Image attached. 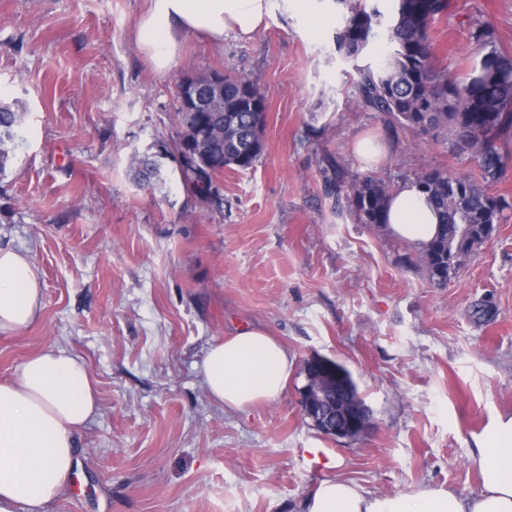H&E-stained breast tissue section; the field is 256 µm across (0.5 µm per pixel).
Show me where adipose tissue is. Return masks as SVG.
Here are the masks:
<instances>
[{"label": "adipose tissue", "mask_w": 512, "mask_h": 512, "mask_svg": "<svg viewBox=\"0 0 512 512\" xmlns=\"http://www.w3.org/2000/svg\"><path fill=\"white\" fill-rule=\"evenodd\" d=\"M276 0H150L140 43L157 70H168L178 38L194 32L216 42L225 34L248 36L275 8ZM440 217L416 184L393 191L387 229L426 246ZM42 309L37 266L29 253L0 248V334L31 325ZM295 360L261 327L251 326L211 343L202 361L204 383L225 409L243 411L279 398ZM91 371L80 356L59 347L24 361L14 378L0 382V512L18 505L44 512L63 496L80 467L77 432L98 412ZM482 475L478 494L462 496L424 486L411 494L373 497L340 479L318 483L306 512H512V415L501 417L476 442Z\"/></svg>", "instance_id": "ef3b65f1"}]
</instances>
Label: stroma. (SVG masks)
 Segmentation results:
<instances>
[{"mask_svg":"<svg viewBox=\"0 0 512 512\" xmlns=\"http://www.w3.org/2000/svg\"><path fill=\"white\" fill-rule=\"evenodd\" d=\"M148 6L0 0V106L24 115L0 176V247L28 252L43 288L34 323L0 335V381L60 347L86 361L100 401L75 486L46 512H302L326 478L375 496L478 492L475 441L512 413V161L489 189L510 209L435 286L417 248L326 196L319 164L329 155L395 187L476 167L357 109L333 0L318 21L275 8L245 39L183 33L165 71L137 39ZM476 22L512 51V0H450L432 24L449 72L471 70ZM212 70L252 80L267 104L264 151L251 169H225L219 207L186 192L176 159L160 182L129 172L132 154L179 140L178 85ZM367 137L382 146L369 164L354 154ZM252 325L297 366L279 399L229 411L208 397L202 359ZM316 355L357 384L372 421L357 440L303 415L302 366ZM313 448L338 467L313 462Z\"/></svg>","mask_w":512,"mask_h":512,"instance_id":"obj_1","label":"stroma"}]
</instances>
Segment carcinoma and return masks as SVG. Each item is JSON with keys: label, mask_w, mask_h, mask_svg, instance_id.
Wrapping results in <instances>:
<instances>
[{"label": "carcinoma", "mask_w": 512, "mask_h": 512, "mask_svg": "<svg viewBox=\"0 0 512 512\" xmlns=\"http://www.w3.org/2000/svg\"><path fill=\"white\" fill-rule=\"evenodd\" d=\"M334 2L343 6L336 51L354 62L358 108L392 129L419 134L428 128L433 138L448 142L458 155L464 142L476 158V178L430 170L414 179L441 218L439 232L421 249L419 262L433 284L444 286L463 265L448 256V248L456 246L455 225L470 226L472 253L491 239L503 211L512 206L487 192L509 159L500 143L512 130V53L498 45L486 25L475 23L470 40L479 59L472 72L459 79L437 66L431 54V24L448 11V0H395L393 15L385 24L379 9L363 0ZM382 25L386 58L358 64L374 29ZM213 75L211 71L187 76L179 85L175 114L184 133L175 150L186 158L179 166L186 191L219 207L218 182L224 168L248 170L263 152L264 127L255 113L265 111L266 99L260 87L243 76L226 73L224 86L215 87ZM20 122L19 113L0 107V174ZM165 158L159 153L134 158L136 179L147 184L161 180ZM324 162L320 168L324 188L336 204L346 202L360 224L385 226L392 187L373 175L353 174L335 159Z\"/></svg>", "instance_id": "cac0c4a2"}]
</instances>
